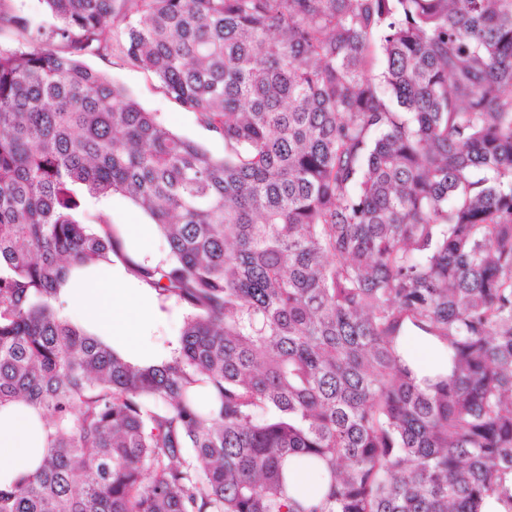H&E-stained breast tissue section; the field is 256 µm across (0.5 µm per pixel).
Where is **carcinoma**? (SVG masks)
Returning a JSON list of instances; mask_svg holds the SVG:
<instances>
[{
	"label": "carcinoma",
	"mask_w": 512,
	"mask_h": 512,
	"mask_svg": "<svg viewBox=\"0 0 512 512\" xmlns=\"http://www.w3.org/2000/svg\"><path fill=\"white\" fill-rule=\"evenodd\" d=\"M0 0V406L40 412L0 512H512V0ZM112 33V40L105 38ZM154 74L215 157L85 65ZM149 214L125 251L84 196ZM122 260L185 310L126 361L63 314ZM438 339L421 387L401 336ZM328 477L288 492V457ZM96 199L86 198V208L89 212H99L104 207L112 219L113 224H124L123 232L125 237L139 245L141 258H148L156 261L149 248L157 255L164 256L166 244L163 238L154 229L151 217L138 208L132 201L119 195H113L96 203ZM153 230L151 231V225ZM151 232L149 248L146 243V236Z\"/></svg>",
	"instance_id": "cac0c4a2"
}]
</instances>
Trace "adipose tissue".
<instances>
[{
	"mask_svg": "<svg viewBox=\"0 0 512 512\" xmlns=\"http://www.w3.org/2000/svg\"><path fill=\"white\" fill-rule=\"evenodd\" d=\"M60 298L78 313V323L106 340L134 363L165 359L146 339L152 320L161 314L155 292L134 282L114 265L73 267L60 288ZM405 359L418 376L445 372L441 343L425 336L404 339ZM45 444L36 411L22 403L0 407V484L32 471Z\"/></svg>",
	"mask_w": 512,
	"mask_h": 512,
	"instance_id": "adipose-tissue-1",
	"label": "adipose tissue"
}]
</instances>
